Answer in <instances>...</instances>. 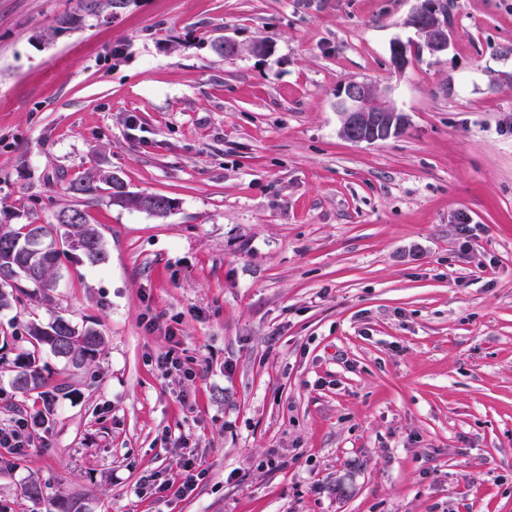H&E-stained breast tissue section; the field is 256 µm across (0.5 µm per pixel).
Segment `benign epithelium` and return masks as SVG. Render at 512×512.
<instances>
[{
	"mask_svg": "<svg viewBox=\"0 0 512 512\" xmlns=\"http://www.w3.org/2000/svg\"><path fill=\"white\" fill-rule=\"evenodd\" d=\"M409 24L432 54H443L451 43V27L445 0L416 2ZM336 108L341 116V135L352 142H376L397 133L404 115L375 95L365 82L350 81L337 90Z\"/></svg>",
	"mask_w": 512,
	"mask_h": 512,
	"instance_id": "obj_1",
	"label": "benign epithelium"
}]
</instances>
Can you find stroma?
Returning a JSON list of instances; mask_svg holds the SVG:
<instances>
[{"instance_id": "35a3bbf8", "label": "stroma", "mask_w": 512, "mask_h": 512, "mask_svg": "<svg viewBox=\"0 0 512 512\" xmlns=\"http://www.w3.org/2000/svg\"><path fill=\"white\" fill-rule=\"evenodd\" d=\"M74 4L0 0V224L93 168L176 207L83 201L107 262L0 310V424L42 407L11 384L29 317L105 337L44 355L70 391L0 448V512H46L31 479L84 512H512V0H448L447 53L401 72L414 0H132L45 39ZM351 80L400 133L341 136ZM200 466L195 461L188 460L184 464L182 471L176 477L168 480L162 487V490L168 492L173 498L184 497L193 490L197 478L204 473V469L197 471Z\"/></svg>"}]
</instances>
